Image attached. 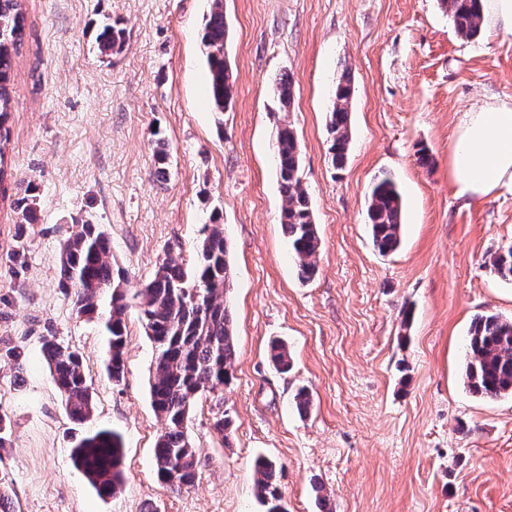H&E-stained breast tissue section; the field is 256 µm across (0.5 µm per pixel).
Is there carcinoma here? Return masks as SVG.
<instances>
[{
	"label": "carcinoma",
	"mask_w": 512,
	"mask_h": 512,
	"mask_svg": "<svg viewBox=\"0 0 512 512\" xmlns=\"http://www.w3.org/2000/svg\"><path fill=\"white\" fill-rule=\"evenodd\" d=\"M448 11L456 33L475 37L482 25L480 0H440ZM26 17L19 0H0V178H4V155L8 141L6 123L10 116L13 56L24 42ZM226 23L223 0H212L202 35L213 111L223 112L233 102V75L224 53ZM123 46V29L107 25L97 36L100 53L117 54ZM352 79L343 72L335 86L327 115L330 135L329 157L342 167L350 143L349 105ZM275 94L283 106L293 99L289 76L279 78ZM274 161L280 179L282 207L280 223L288 238L301 277L316 273L314 259L320 239L313 221L311 202L300 177L301 146L293 129L278 128ZM19 215L18 237L26 225L37 221V195L30 193L12 203ZM403 203L395 182L378 179L368 193L367 219L374 248L382 255L401 244ZM489 265L503 280L512 281V246L490 254ZM231 265L224 227L205 224L191 266L167 256L153 278L133 296L121 288L125 277L112 270V250L107 233L97 224H73L63 240L59 286L73 295L81 314H92L102 298L108 304L104 326L108 339L106 370L113 382L125 372L126 316L135 307L145 335L154 348V378L150 396L154 412L164 428L155 448L154 467L159 483L172 493L188 490L196 481V450L188 433L195 401L224 388L232 377L237 355L233 318L226 295L230 288ZM41 351L58 388L69 417L85 422L94 411L93 395L87 383L78 351L59 341L52 332L42 337ZM270 363L281 373L291 368L288 346L278 340L269 344ZM464 383L469 392L486 399L512 395V320L497 314L476 316L466 344ZM76 466L102 498L116 495L122 487V442L118 434L101 429L82 437L72 450ZM277 464L269 459L254 462L257 497L267 512H287L276 483Z\"/></svg>",
	"instance_id": "carcinoma-1"
}]
</instances>
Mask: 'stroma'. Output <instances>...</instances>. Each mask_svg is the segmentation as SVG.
I'll return each mask as SVG.
<instances>
[{"mask_svg":"<svg viewBox=\"0 0 512 512\" xmlns=\"http://www.w3.org/2000/svg\"><path fill=\"white\" fill-rule=\"evenodd\" d=\"M25 42L15 58L8 175L0 186V338L24 348L22 370L0 362V414L11 448L0 479L14 512H266L253 463L280 466L288 512H512V398L463 384L475 315L512 319V282L487 263L512 245V191L457 199L450 155L462 112L512 101V32L457 35L439 0H224L234 98L213 111L201 52L211 0H21ZM124 31L104 56V24ZM350 72L347 161L329 159L332 88ZM293 78L290 107L274 84ZM301 144V177L320 237L303 280L279 224L272 163L280 126ZM164 140L167 174L154 165ZM433 157L423 167L417 151ZM389 175L403 196L399 248L380 255L367 193ZM37 187L38 221L24 238L11 200ZM223 224L237 358L222 401L191 413L198 478L174 494L158 483L153 448L163 421L149 393L154 352L136 310L126 320L125 378L105 370L100 323L58 286L69 225L100 224L128 289L160 259L189 263L202 225ZM24 250V266L12 256ZM79 350L95 410L70 420L41 338ZM284 341L293 367L266 352ZM307 387L313 406L293 403ZM229 412L228 437L213 428ZM108 428L122 437L125 480L102 498L71 459Z\"/></svg>","mask_w":512,"mask_h":512,"instance_id":"obj_1","label":"stroma"}]
</instances>
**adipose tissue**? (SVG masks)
Instances as JSON below:
<instances>
[{
    "instance_id": "ef3b65f1",
    "label": "adipose tissue",
    "mask_w": 512,
    "mask_h": 512,
    "mask_svg": "<svg viewBox=\"0 0 512 512\" xmlns=\"http://www.w3.org/2000/svg\"><path fill=\"white\" fill-rule=\"evenodd\" d=\"M449 174L456 197L464 200L512 190V102L462 113Z\"/></svg>"
}]
</instances>
